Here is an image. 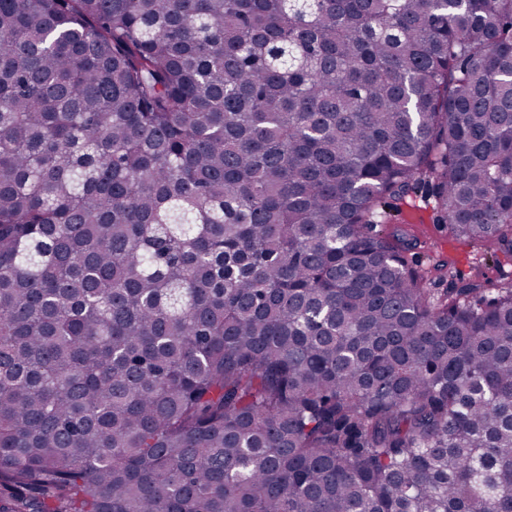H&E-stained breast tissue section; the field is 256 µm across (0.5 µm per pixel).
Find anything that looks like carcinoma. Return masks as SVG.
I'll list each match as a JSON object with an SVG mask.
<instances>
[{"label": "carcinoma", "instance_id": "obj_1", "mask_svg": "<svg viewBox=\"0 0 512 512\" xmlns=\"http://www.w3.org/2000/svg\"><path fill=\"white\" fill-rule=\"evenodd\" d=\"M512 0H0V512H512ZM421 194L410 193L403 201L394 203L397 209L391 211V223L377 229L417 243L408 258L418 271H431L428 288L435 294H443L451 285L468 281H477L489 290L510 287L512 254L496 251L490 244L456 240L448 231V224H436L433 199L427 206ZM442 264L446 265L444 276L436 270ZM448 269L453 272V280L448 277Z\"/></svg>", "mask_w": 512, "mask_h": 512}]
</instances>
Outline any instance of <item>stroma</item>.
<instances>
[{"label": "stroma", "instance_id": "35a3bbf8", "mask_svg": "<svg viewBox=\"0 0 512 512\" xmlns=\"http://www.w3.org/2000/svg\"><path fill=\"white\" fill-rule=\"evenodd\" d=\"M435 217L421 196L411 195L397 202L391 223L383 227L389 235L415 242L408 258L418 271L429 272L433 292L442 294L468 281L489 290L512 285V254L496 251L490 244L456 240Z\"/></svg>", "mask_w": 512, "mask_h": 512}]
</instances>
